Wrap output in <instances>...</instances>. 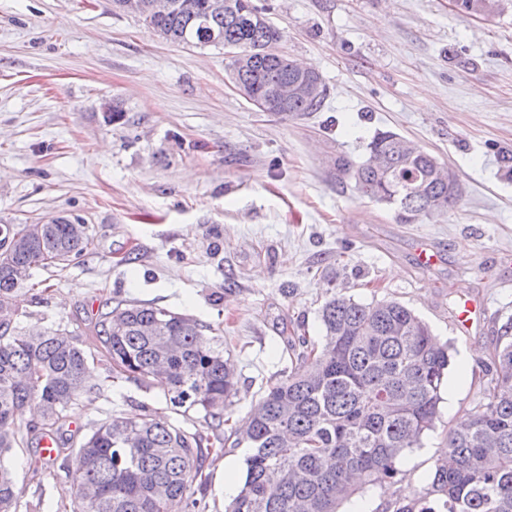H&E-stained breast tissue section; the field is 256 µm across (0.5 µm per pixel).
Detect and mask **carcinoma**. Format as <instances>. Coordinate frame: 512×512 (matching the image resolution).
<instances>
[{"label": "carcinoma", "instance_id": "obj_1", "mask_svg": "<svg viewBox=\"0 0 512 512\" xmlns=\"http://www.w3.org/2000/svg\"><path fill=\"white\" fill-rule=\"evenodd\" d=\"M191 10L144 13L154 35L177 45H233L228 64L244 96L271 102L288 117L320 111L325 84L311 97L276 102L285 82L315 74L284 53H267L283 39L253 0H191ZM506 0H462L470 14L504 9ZM368 157L336 158V169L361 196L394 209L401 224L443 214L459 197L450 169L416 142L377 133ZM91 244L86 224L66 216L42 224H0V512H17L8 457L24 443L18 422L36 404L42 434L65 441L59 425L87 393L92 353L65 329L33 334L15 325L13 294L40 265L66 264ZM324 341L298 338L297 363L255 405L234 446L249 449L243 486L225 512H338L362 487L386 482L406 454L434 427L449 349L429 326L395 300L369 304L333 296L319 311ZM193 316L146 303L118 304L101 315L96 336L112 378L133 380L169 401L175 414H203L213 437L190 433L155 411L113 414L70 449L71 512H204L193 497L205 483L208 454L224 452V406L237 395L230 345L205 334ZM486 370L482 397L448 431L451 466L436 467L415 506L395 512H512V317Z\"/></svg>", "mask_w": 512, "mask_h": 512}]
</instances>
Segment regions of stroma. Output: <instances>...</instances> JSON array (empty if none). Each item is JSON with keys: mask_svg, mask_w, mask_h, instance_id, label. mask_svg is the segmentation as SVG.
<instances>
[{"mask_svg": "<svg viewBox=\"0 0 512 512\" xmlns=\"http://www.w3.org/2000/svg\"><path fill=\"white\" fill-rule=\"evenodd\" d=\"M281 50L313 62L321 111L261 112L229 85L223 48L183 47L116 14L112 0H0V224L78 216L92 241L67 265L37 266L18 291L23 328H66L97 352L95 325L122 300L193 316L232 344L245 420L290 367L295 334L323 338L331 295L413 309L452 347L439 419L385 489L345 512H387L422 496L445 458L447 432L480 398L479 381L512 316V5L471 15L452 0H254ZM125 114L113 123L109 100ZM417 142L460 187L448 213L398 223L336 170L362 160L376 132ZM434 253L423 263L421 251ZM476 313L466 326L463 302ZM61 429L80 445L96 423L164 399L111 380L105 357ZM8 460L19 512H63L70 461L34 471L39 430ZM209 456L195 498L224 512V466Z\"/></svg>", "mask_w": 512, "mask_h": 512, "instance_id": "stroma-1", "label": "stroma"}]
</instances>
